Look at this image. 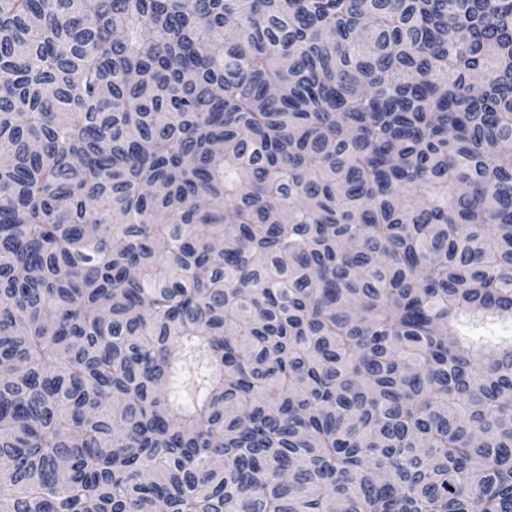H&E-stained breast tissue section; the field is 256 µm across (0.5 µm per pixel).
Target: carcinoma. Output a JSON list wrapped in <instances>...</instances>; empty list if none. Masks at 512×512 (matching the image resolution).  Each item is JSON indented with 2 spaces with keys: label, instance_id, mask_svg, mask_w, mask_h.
Instances as JSON below:
<instances>
[{
  "label": "carcinoma",
  "instance_id": "1",
  "mask_svg": "<svg viewBox=\"0 0 512 512\" xmlns=\"http://www.w3.org/2000/svg\"><path fill=\"white\" fill-rule=\"evenodd\" d=\"M512 0H0V512H512ZM468 332L477 340H482L484 344L494 345L512 336V324L510 321L488 320L475 330L468 329Z\"/></svg>",
  "mask_w": 512,
  "mask_h": 512
}]
</instances>
